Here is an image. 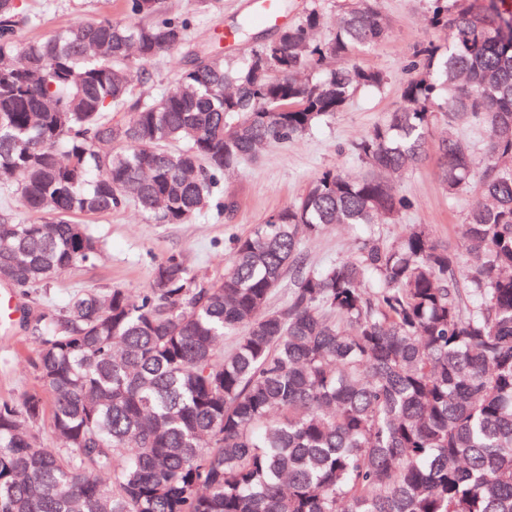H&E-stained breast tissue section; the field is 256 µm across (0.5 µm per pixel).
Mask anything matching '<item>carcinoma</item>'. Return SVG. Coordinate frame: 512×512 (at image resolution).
I'll list each match as a JSON object with an SVG mask.
<instances>
[{
	"label": "carcinoma",
	"instance_id": "obj_1",
	"mask_svg": "<svg viewBox=\"0 0 512 512\" xmlns=\"http://www.w3.org/2000/svg\"><path fill=\"white\" fill-rule=\"evenodd\" d=\"M429 2L448 42L417 51L402 104L358 143L365 175L322 173L236 239L205 288L169 257L137 296L86 290L41 317L33 368L50 399L0 405V512H512V17ZM123 7L132 21L20 47L15 29L35 17L0 0V179L40 216L0 219V263L22 292L96 260L99 240L72 217L131 205L186 224L224 173L382 80L331 66L387 34L370 0H351L324 43L313 10L239 65L218 45L166 93L137 95L131 53L188 46L190 21L165 0ZM439 116L442 185L454 196L476 177L484 198L466 217L472 263L416 224L306 270L301 239L410 208L386 177L422 160ZM460 124L487 131L486 158ZM287 272L295 285L270 309ZM47 413L53 451L37 432Z\"/></svg>",
	"mask_w": 512,
	"mask_h": 512
}]
</instances>
